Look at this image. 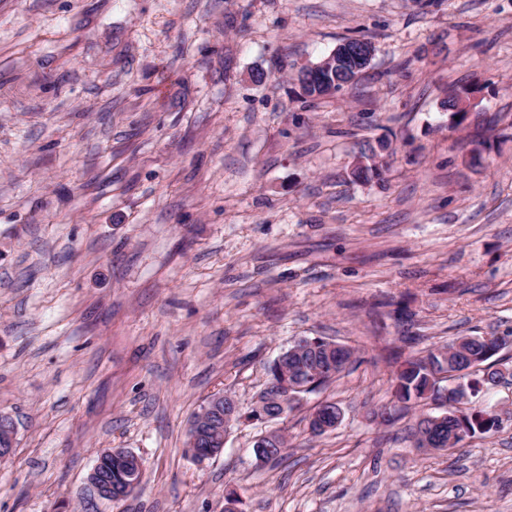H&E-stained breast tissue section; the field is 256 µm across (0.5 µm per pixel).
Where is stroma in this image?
I'll list each match as a JSON object with an SVG mask.
<instances>
[{"label":"stroma","instance_id":"obj_1","mask_svg":"<svg viewBox=\"0 0 512 512\" xmlns=\"http://www.w3.org/2000/svg\"><path fill=\"white\" fill-rule=\"evenodd\" d=\"M374 58L335 95L296 74ZM263 73L254 81L253 73ZM472 89L456 123L441 102ZM386 137L383 183L354 181ZM482 161L473 166V149ZM512 334V0H0V512H512V417L415 448L409 355ZM302 337L352 347L276 424L184 451L212 396L249 408ZM331 401L341 424L315 437ZM143 461L95 496L98 455ZM127 455L128 451L123 448H115L112 449V451L103 452L89 472L87 482L100 499H108L112 501V487L114 489L118 487L123 489L129 482L130 484L127 486L125 492L130 495L133 492L131 489L133 487H137V482L132 480L137 479L139 484L141 477V465L140 468L136 470L134 465H129L128 463L117 464L112 459V463L107 462L106 464L107 471L112 474V480L109 479L101 469L104 456L111 458L114 456L119 459L124 458Z\"/></svg>","mask_w":512,"mask_h":512}]
</instances>
